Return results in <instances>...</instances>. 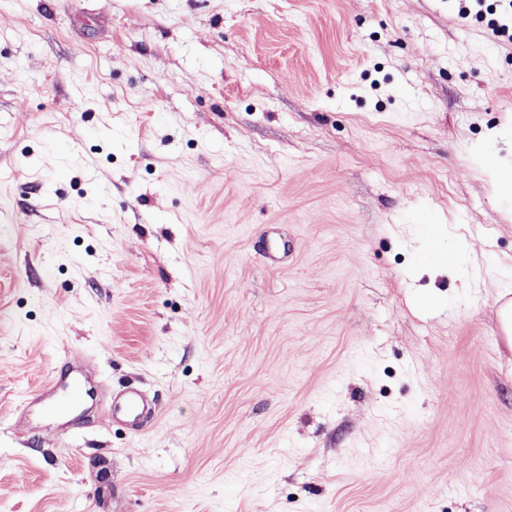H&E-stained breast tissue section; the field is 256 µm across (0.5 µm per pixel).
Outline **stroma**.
Masks as SVG:
<instances>
[{
    "label": "stroma",
    "mask_w": 512,
    "mask_h": 512,
    "mask_svg": "<svg viewBox=\"0 0 512 512\" xmlns=\"http://www.w3.org/2000/svg\"><path fill=\"white\" fill-rule=\"evenodd\" d=\"M492 162L512 0H0V512H512ZM151 414L146 395L137 389H128L112 397V418H122L134 429H139L142 420Z\"/></svg>",
    "instance_id": "1"
}]
</instances>
